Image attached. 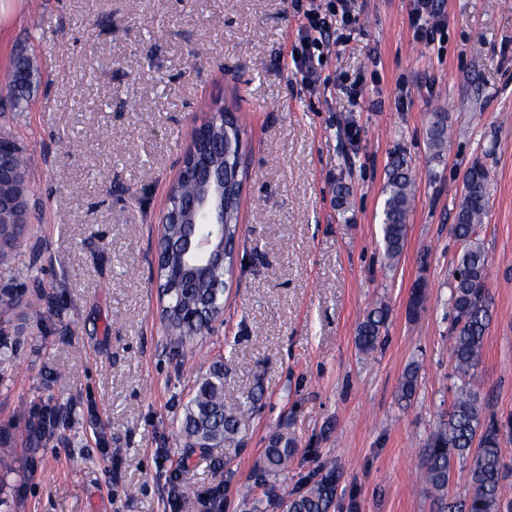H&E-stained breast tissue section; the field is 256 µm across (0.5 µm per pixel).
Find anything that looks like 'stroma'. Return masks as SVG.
<instances>
[{"label": "stroma", "instance_id": "stroma-1", "mask_svg": "<svg viewBox=\"0 0 512 512\" xmlns=\"http://www.w3.org/2000/svg\"><path fill=\"white\" fill-rule=\"evenodd\" d=\"M358 3L357 30L325 51L313 88L291 64L301 23L291 0H23L0 35V84L21 50L42 83L24 111L0 114V135L30 162L35 235L14 267L20 280L29 261L42 267L45 314L0 325L21 341L0 383L13 512H171L175 499L181 512H283L287 494L330 466L340 473L330 512H449L469 490L463 465L440 499L419 461L460 385L448 282L477 160L490 173L477 234L494 311L476 390L512 486V0H440L444 27L430 46L410 26L411 0ZM355 78L357 100L342 86ZM224 107L247 162L238 259L222 321L179 347L161 319L156 224L187 131ZM435 111L451 133L440 157L427 140ZM399 155L416 194L390 260L379 213ZM378 302L387 320L367 355L355 337ZM219 360L225 400L252 419L234 443L191 452L178 421ZM413 362L406 403L397 387ZM45 407L65 424L40 444L30 425ZM277 429L295 436L296 453L266 476Z\"/></svg>", "mask_w": 512, "mask_h": 512}]
</instances>
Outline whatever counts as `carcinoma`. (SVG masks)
<instances>
[{"label": "carcinoma", "instance_id": "1", "mask_svg": "<svg viewBox=\"0 0 512 512\" xmlns=\"http://www.w3.org/2000/svg\"><path fill=\"white\" fill-rule=\"evenodd\" d=\"M41 83V73L32 58L22 52L15 54L9 79L0 88V100L12 109L22 110ZM430 149L438 157L448 146V113L434 112L427 131ZM210 142L215 151L225 147L224 166L234 167L243 156L242 131L232 116L216 123ZM0 166L26 175L27 162L18 148L0 156ZM489 171L480 163L473 164L464 178V195L456 213L454 231L463 243L452 271L450 304L453 312L450 333V359L454 370L463 381L453 399L448 421L440 422L428 436L420 457V469L429 488L439 497L448 492V482L454 462L468 465L470 491L461 502L460 512H501L505 500L504 464L500 448L501 435L493 422L482 421V406L471 388L481 364L485 333L492 320V298L487 286L488 256L475 238L477 226L487 215L489 196ZM415 177L408 162L395 157L390 165L384 186L381 211V231L384 254L392 260L403 250L407 235V219L415 196ZM200 191L194 175L186 173L174 188L171 200ZM240 191L235 183L224 187V209L228 223L225 232L229 238L237 233V213ZM28 213L21 210L9 216V222L0 223V272L10 270L11 254L5 248L16 249L28 235ZM158 242L161 251L177 243L187 232L185 224L158 222ZM214 269L206 278L193 284L185 281L181 272L178 251L170 254L159 268L161 287L167 297V319L164 323L169 336L183 344L201 332V323L189 321L182 313L197 309L207 320H214L224 310L226 272ZM15 316L20 321H40V305L29 300L26 294L9 290L0 291V318ZM387 313L383 306L370 309L358 327L356 345L364 353L375 350ZM16 347L0 341V380L8 377ZM419 368L409 365L398 385L399 398L408 401L418 385ZM250 415L241 406L224 404V363L215 362L197 382V386L184 407L180 433L198 447L214 448L233 439ZM294 438L284 432L273 433L266 448V461L273 472L288 468L295 453ZM339 475L333 468L314 481L305 491L288 495V512H329L336 499Z\"/></svg>", "mask_w": 512, "mask_h": 512}]
</instances>
